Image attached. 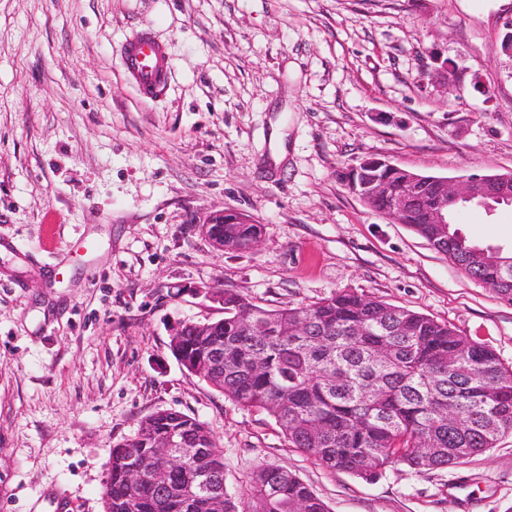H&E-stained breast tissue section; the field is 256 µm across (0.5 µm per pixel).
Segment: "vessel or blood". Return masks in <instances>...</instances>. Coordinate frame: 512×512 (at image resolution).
<instances>
[{"label": "vessel or blood", "mask_w": 512, "mask_h": 512, "mask_svg": "<svg viewBox=\"0 0 512 512\" xmlns=\"http://www.w3.org/2000/svg\"><path fill=\"white\" fill-rule=\"evenodd\" d=\"M120 58L126 75L141 94L152 96L165 86L170 65L148 31L128 36L122 44Z\"/></svg>", "instance_id": "1"}]
</instances>
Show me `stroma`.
I'll return each mask as SVG.
<instances>
[{
    "instance_id": "stroma-1",
    "label": "stroma",
    "mask_w": 512,
    "mask_h": 512,
    "mask_svg": "<svg viewBox=\"0 0 512 512\" xmlns=\"http://www.w3.org/2000/svg\"><path fill=\"white\" fill-rule=\"evenodd\" d=\"M512 0H0V512H102L113 444L157 411L216 436L227 485L258 466L329 512H512V434L467 462L377 481L330 471L275 420L172 356L216 283L278 308L351 290L448 323L512 366V303L336 178L367 157L457 178L512 171ZM149 30L166 87L119 50ZM477 76L446 88L431 55ZM263 224L219 252L213 212ZM467 240L512 250V205L463 209ZM121 64L144 96H153L167 83L170 65L147 30L134 32L121 47Z\"/></svg>"
}]
</instances>
